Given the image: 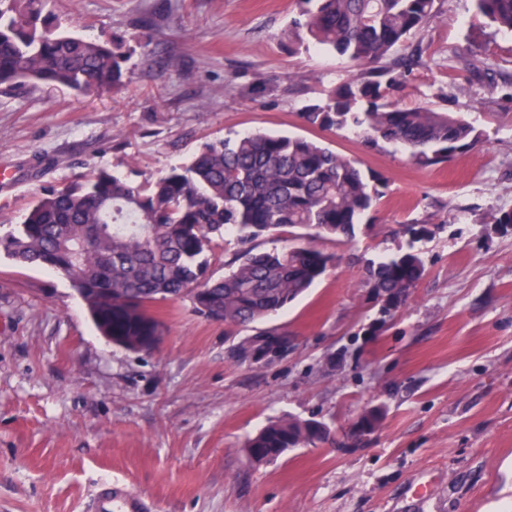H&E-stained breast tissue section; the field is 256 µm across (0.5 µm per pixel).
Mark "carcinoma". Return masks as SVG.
Instances as JSON below:
<instances>
[{
	"instance_id": "carcinoma-1",
	"label": "carcinoma",
	"mask_w": 512,
	"mask_h": 512,
	"mask_svg": "<svg viewBox=\"0 0 512 512\" xmlns=\"http://www.w3.org/2000/svg\"><path fill=\"white\" fill-rule=\"evenodd\" d=\"M53 0H0V85L21 82L106 92L127 77V57L115 42L88 38L62 26ZM497 32H512V0H472ZM292 21L317 48L346 57L350 78L306 105L305 125L353 127L371 146L397 145L421 167L448 161L484 142L459 113L427 105L402 108L392 99L403 75L375 64L423 29L435 0H299ZM380 173L365 174L355 161L306 137L259 131L202 145L182 165L155 180L131 182L95 168L69 184L35 195L16 229L0 237V252L21 265L62 272L80 292L103 335L139 352L160 342L162 323L150 313L160 300L192 297L195 311L226 326L246 327L284 309L333 267L336 255L314 244L330 236L355 237L362 217L387 195ZM487 223L512 229V210ZM284 227L307 230L280 250L258 252L253 241ZM234 233L240 249L221 279L208 275L214 238ZM425 272L408 246L370 261L363 287L382 312L404 306ZM276 329H261L230 349L239 364L258 366ZM384 408L363 411L358 423L373 433ZM331 426L310 419L278 420L247 439L244 453L260 464L294 448L331 439Z\"/></svg>"
}]
</instances>
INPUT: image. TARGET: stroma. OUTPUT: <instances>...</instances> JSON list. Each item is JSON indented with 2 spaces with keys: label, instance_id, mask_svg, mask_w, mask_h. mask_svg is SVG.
Returning a JSON list of instances; mask_svg holds the SVG:
<instances>
[{
  "label": "stroma",
  "instance_id": "1",
  "mask_svg": "<svg viewBox=\"0 0 512 512\" xmlns=\"http://www.w3.org/2000/svg\"><path fill=\"white\" fill-rule=\"evenodd\" d=\"M63 26L120 36L127 77L80 96L0 86V234L32 197L97 167L140 181L203 144L247 131L301 135L382 173L389 190L353 244L318 240L339 261L267 320L288 351L259 367L229 359L246 336L159 301L162 340L115 345L56 270L0 255V512H92L112 478L153 512H512V231L482 223L512 209V98L482 88L492 62L512 81V34L471 0H436L407 45L422 56L401 106L458 112L483 147L433 167L351 129L306 127L302 108L348 79L347 60L292 48L298 0H53ZM465 53L471 67L449 66ZM438 225L409 242L403 225ZM414 246L425 275L382 317L367 260ZM384 418L350 433L366 408ZM321 419L336 441L251 463L247 438L281 417Z\"/></svg>",
  "mask_w": 512,
  "mask_h": 512
}]
</instances>
